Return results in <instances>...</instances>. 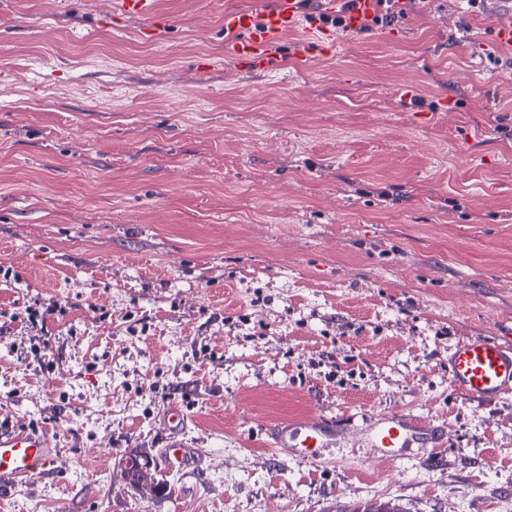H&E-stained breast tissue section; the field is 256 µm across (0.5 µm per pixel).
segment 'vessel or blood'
Returning a JSON list of instances; mask_svg holds the SVG:
<instances>
[{
	"label": "vessel or blood",
	"instance_id": "1",
	"mask_svg": "<svg viewBox=\"0 0 512 512\" xmlns=\"http://www.w3.org/2000/svg\"><path fill=\"white\" fill-rule=\"evenodd\" d=\"M298 25L296 0H281L263 16L249 10L224 15V28L233 36L227 46L235 60L266 67L270 44ZM336 37L325 29L308 28L294 59L309 65L316 55L333 54ZM448 374L454 387L474 398H492L512 391V348L492 337L470 338L457 344L448 357ZM332 438L327 421L312 419L297 427L283 426L271 435V445L288 448H324ZM409 439L404 420L392 418L379 424L375 445L402 448ZM59 451L49 447L45 433L27 427L0 424V495L6 496L25 482L52 475L59 470Z\"/></svg>",
	"mask_w": 512,
	"mask_h": 512
}]
</instances>
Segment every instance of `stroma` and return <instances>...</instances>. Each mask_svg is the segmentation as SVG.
<instances>
[{
	"mask_svg": "<svg viewBox=\"0 0 512 512\" xmlns=\"http://www.w3.org/2000/svg\"><path fill=\"white\" fill-rule=\"evenodd\" d=\"M98 2L0 0V421L62 458L0 512H512V392L448 377L458 342L512 345L506 0H405L401 40L340 30L301 67L288 35L261 71L224 13L277 0H154L153 40ZM319 415L334 447H270ZM390 415L419 428L398 455ZM409 430L404 420L392 418L379 424L375 431L376 448H405Z\"/></svg>",
	"mask_w": 512,
	"mask_h": 512,
	"instance_id": "stroma-1",
	"label": "stroma"
}]
</instances>
